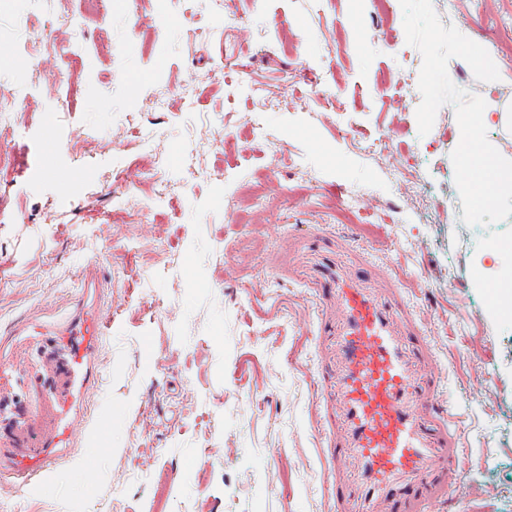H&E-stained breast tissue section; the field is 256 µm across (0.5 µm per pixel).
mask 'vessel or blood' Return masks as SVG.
<instances>
[{
  "label": "vessel or blood",
  "instance_id": "1",
  "mask_svg": "<svg viewBox=\"0 0 512 512\" xmlns=\"http://www.w3.org/2000/svg\"><path fill=\"white\" fill-rule=\"evenodd\" d=\"M306 250L315 287L333 290L336 300V410L345 427L335 450L336 494H353L357 512H401L407 493L457 485L462 458L450 448L443 423L429 422L436 392L417 378L418 366L433 357L408 352L398 288L346 272L314 245ZM99 286V268L87 261L80 298L66 317L32 315L0 336V379L16 386L0 402L1 489L37 490L88 427L85 400L99 384L100 351L112 330Z\"/></svg>",
  "mask_w": 512,
  "mask_h": 512
}]
</instances>
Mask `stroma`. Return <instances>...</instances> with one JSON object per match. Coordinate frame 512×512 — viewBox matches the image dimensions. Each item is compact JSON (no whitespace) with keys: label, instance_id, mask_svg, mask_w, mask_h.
<instances>
[{"label":"stroma","instance_id":"1","mask_svg":"<svg viewBox=\"0 0 512 512\" xmlns=\"http://www.w3.org/2000/svg\"><path fill=\"white\" fill-rule=\"evenodd\" d=\"M375 11L0 0V95L17 104L0 114V332L69 311L88 260L114 313L88 399L111 424L78 437L36 499L0 492V512H352L327 492L340 364L311 240L395 279L409 348L434 356L421 381L455 410L470 467L422 512H512V294L476 280L512 243V205L473 215L459 125L512 113V0Z\"/></svg>","mask_w":512,"mask_h":512}]
</instances>
